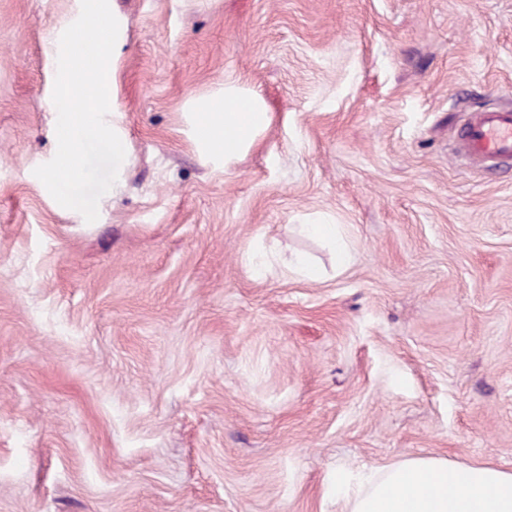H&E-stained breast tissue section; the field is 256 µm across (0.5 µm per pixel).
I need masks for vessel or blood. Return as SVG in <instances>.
<instances>
[{
  "label": "vessel or blood",
  "mask_w": 512,
  "mask_h": 512,
  "mask_svg": "<svg viewBox=\"0 0 512 512\" xmlns=\"http://www.w3.org/2000/svg\"><path fill=\"white\" fill-rule=\"evenodd\" d=\"M461 154L476 165L512 163V107L469 112L458 130Z\"/></svg>",
  "instance_id": "vessel-or-blood-1"
}]
</instances>
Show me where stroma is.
Wrapping results in <instances>:
<instances>
[{"label":"stroma","instance_id":"1","mask_svg":"<svg viewBox=\"0 0 512 512\" xmlns=\"http://www.w3.org/2000/svg\"><path fill=\"white\" fill-rule=\"evenodd\" d=\"M109 4L126 156L89 223L34 174L81 0H0V512H341L340 469L512 471V167L453 151L512 102V0ZM228 83L271 122L226 170L192 112ZM302 228L307 234L320 237L332 244L338 265L345 266L349 263L351 255L340 235L339 224H304Z\"/></svg>","mask_w":512,"mask_h":512}]
</instances>
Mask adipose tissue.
I'll list each match as a JSON object with an SVG mask.
<instances>
[{
  "instance_id": "obj_1",
  "label": "adipose tissue",
  "mask_w": 512,
  "mask_h": 512,
  "mask_svg": "<svg viewBox=\"0 0 512 512\" xmlns=\"http://www.w3.org/2000/svg\"><path fill=\"white\" fill-rule=\"evenodd\" d=\"M262 100L224 89V109L200 106L194 128L203 155L233 165L268 126ZM342 512H512V471L423 456L336 477Z\"/></svg>"
}]
</instances>
